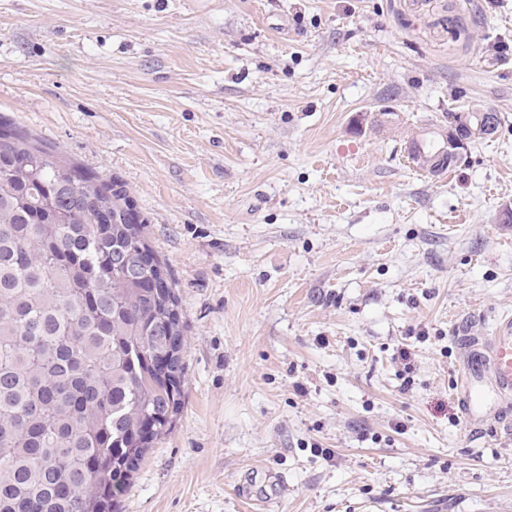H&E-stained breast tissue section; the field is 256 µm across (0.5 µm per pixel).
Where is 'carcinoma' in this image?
Segmentation results:
<instances>
[{
  "instance_id": "1",
  "label": "carcinoma",
  "mask_w": 512,
  "mask_h": 512,
  "mask_svg": "<svg viewBox=\"0 0 512 512\" xmlns=\"http://www.w3.org/2000/svg\"><path fill=\"white\" fill-rule=\"evenodd\" d=\"M185 329L125 185L0 122V512H118Z\"/></svg>"
}]
</instances>
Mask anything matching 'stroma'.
I'll return each instance as SVG.
<instances>
[{"mask_svg":"<svg viewBox=\"0 0 512 512\" xmlns=\"http://www.w3.org/2000/svg\"><path fill=\"white\" fill-rule=\"evenodd\" d=\"M502 44L512 0H0V121L127 186L186 325L121 512H512V423L452 395L462 329L512 314ZM467 112H469L467 118L472 122H478L481 117H486L485 112ZM496 131L495 121L490 117L480 120L475 128L468 122H463V124L457 128V131L453 132L451 135L455 147L454 153L458 161H462L464 155L467 153L469 144L473 140L493 135Z\"/></svg>","mask_w":512,"mask_h":512,"instance_id":"stroma-1","label":"stroma"}]
</instances>
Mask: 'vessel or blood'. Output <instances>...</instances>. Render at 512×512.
<instances>
[{
	"instance_id": "b4317fda",
	"label": "vessel or blood",
	"mask_w": 512,
	"mask_h": 512,
	"mask_svg": "<svg viewBox=\"0 0 512 512\" xmlns=\"http://www.w3.org/2000/svg\"><path fill=\"white\" fill-rule=\"evenodd\" d=\"M461 342L465 357L456 396L467 428L478 432L512 404V316L498 319L489 334L465 333Z\"/></svg>"
}]
</instances>
